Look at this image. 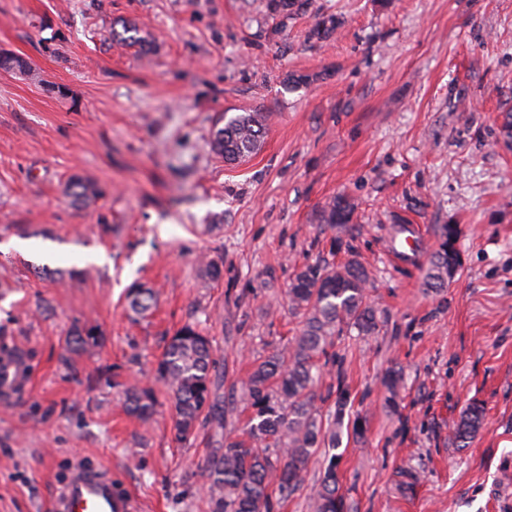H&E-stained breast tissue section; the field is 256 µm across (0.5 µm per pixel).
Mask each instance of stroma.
Returning a JSON list of instances; mask_svg holds the SVG:
<instances>
[{"mask_svg": "<svg viewBox=\"0 0 512 512\" xmlns=\"http://www.w3.org/2000/svg\"><path fill=\"white\" fill-rule=\"evenodd\" d=\"M323 13L341 25L320 40ZM129 22L150 48L110 41ZM0 53L32 66L0 69V329L32 358L26 397L0 401V512H46L81 459L143 512H211L197 471L249 413L177 441L154 378L169 337L200 322L231 392L253 356L295 335L296 269L352 251L381 319L335 346L351 512H512V0H310L285 22L264 0H0ZM292 72L310 83L289 86ZM253 111L270 116L260 151L224 163L218 118ZM76 172L104 188L95 205L66 196ZM341 194L352 224L319 223ZM401 222L416 262L388 253ZM444 224L459 227L462 266L434 294L420 265ZM99 251L107 264L90 262ZM137 285L157 297L138 321ZM90 326L95 345L76 348L72 331ZM391 366L404 376L394 410L379 386ZM128 383L155 389L149 421L126 414ZM473 399L484 425L462 448L453 427Z\"/></svg>", "mask_w": 512, "mask_h": 512, "instance_id": "1", "label": "stroma"}]
</instances>
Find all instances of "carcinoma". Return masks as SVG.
<instances>
[{
    "instance_id": "1",
    "label": "carcinoma",
    "mask_w": 512,
    "mask_h": 512,
    "mask_svg": "<svg viewBox=\"0 0 512 512\" xmlns=\"http://www.w3.org/2000/svg\"><path fill=\"white\" fill-rule=\"evenodd\" d=\"M307 0H267L269 13L290 18L304 12ZM333 14L320 17L313 29L318 37L336 32ZM0 68L26 73L29 63L21 57L0 54ZM267 117L262 112H241L224 117V125L214 130L211 148L228 164L255 155L266 135ZM71 203L87 207L104 194L89 175L75 173L66 184ZM354 207L339 196L319 216L322 224L346 225L352 222ZM459 231L454 224L439 229L438 248L424 268L423 286L440 291L448 286L461 266L457 248ZM370 276L354 256L335 268L319 263L297 269L288 288L289 310L299 318V329L286 344L253 361L251 372L242 382L251 409L246 430L240 436L224 437V447L214 448L200 466L203 484L208 487L211 512H272L273 495L286 500L303 487L308 463L319 449L339 444L336 421L350 404L342 360L331 348L335 339L352 330L372 336L379 326L380 311L369 299ZM127 299L137 314H148L154 304L149 288H132ZM335 372L325 393L316 387L324 370ZM156 379L172 398L175 429L186 440L203 419L224 428L232 404L219 393L222 375L214 359V347L196 323L178 328L156 367ZM385 401L396 408L402 387L401 371L390 367L380 381ZM125 412L139 420L151 419L156 396L150 389L123 385ZM330 403L328 415L316 401ZM485 410L477 400L469 402L455 424V438L465 443L482 427ZM313 512H347L339 493L336 462L325 468Z\"/></svg>"
}]
</instances>
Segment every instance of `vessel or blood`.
Listing matches in <instances>:
<instances>
[{
  "label": "vessel or blood",
  "mask_w": 512,
  "mask_h": 512,
  "mask_svg": "<svg viewBox=\"0 0 512 512\" xmlns=\"http://www.w3.org/2000/svg\"><path fill=\"white\" fill-rule=\"evenodd\" d=\"M27 361L0 359V398L15 400L25 394L30 377ZM51 512H140V504L110 473L95 462L73 466L50 503Z\"/></svg>",
  "instance_id": "b4317fda"
}]
</instances>
